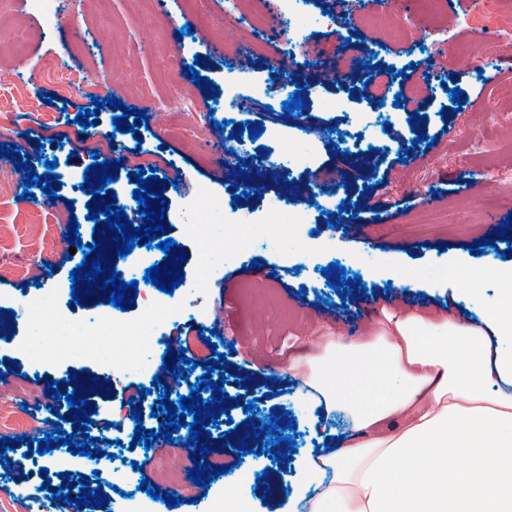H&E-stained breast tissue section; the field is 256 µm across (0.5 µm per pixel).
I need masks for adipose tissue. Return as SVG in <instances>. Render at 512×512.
<instances>
[{"label":"adipose tissue","instance_id":"ef3b65f1","mask_svg":"<svg viewBox=\"0 0 512 512\" xmlns=\"http://www.w3.org/2000/svg\"><path fill=\"white\" fill-rule=\"evenodd\" d=\"M341 448L305 458L309 512H512V313L401 308L290 361Z\"/></svg>","mask_w":512,"mask_h":512}]
</instances>
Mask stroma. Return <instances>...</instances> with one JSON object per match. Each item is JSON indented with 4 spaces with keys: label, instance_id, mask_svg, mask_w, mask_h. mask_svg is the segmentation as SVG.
Here are the masks:
<instances>
[{
    "label": "stroma",
    "instance_id": "stroma-1",
    "mask_svg": "<svg viewBox=\"0 0 512 512\" xmlns=\"http://www.w3.org/2000/svg\"><path fill=\"white\" fill-rule=\"evenodd\" d=\"M221 2L81 0L76 5L56 0L49 30L41 17L29 13L25 0H10L0 10V143L8 148L0 153V163L24 161L36 174L46 175L38 159L39 126L48 117L68 136L74 169L88 164L89 142L76 132L72 118L94 102L77 94L58 96L47 76L46 63L52 60L84 68L124 106L144 113L147 122L135 133L129 130L133 118H126L121 142L140 143L146 151L160 144L164 156L177 159V170L162 167L158 174L172 182L164 192L162 224L167 237L185 249V278L194 275L199 256L187 194L203 184L224 198V211L210 227L213 240L221 244L212 254L217 271L202 294L209 315L223 318L217 330L222 358L200 360L194 373L205 374L210 366L219 374L234 368L261 399L264 414L289 426L291 440L280 444L285 457L279 461L265 447L244 455L214 438V449L226 450L228 461L242 467L238 477L210 482L207 495L220 500L233 492L248 501L250 512H296L305 450L332 445L334 439L316 425L300 382L284 374L288 361L310 352L312 339L328 332L356 340L386 310L409 306L473 320L500 297L494 275L482 282L480 296L464 294L463 273L490 262H512V228L504 226L512 219V181L488 177L495 168L512 170V120L505 118L512 113V100L500 92L512 84V10L502 18L500 36L487 40L484 55L471 65L466 56L472 33L465 19L472 0H436L428 10L421 0H396L394 22L385 27L369 23L381 11L378 0H306L295 26L319 43L322 60L344 62L340 73L326 75L320 60L308 57L304 48L282 49V30L248 27L246 15L262 11L263 0H245L239 14L223 13L219 26L211 15ZM439 33L450 51L429 57L415 49L417 40L428 43ZM255 44L260 52L252 55L249 68H241V47ZM359 55L372 67L396 71L397 89L419 105L417 122L401 109L373 111L355 61ZM192 64L207 78V87L187 77L185 68ZM479 65L487 80H476ZM244 73L264 89L240 120L263 123L259 138L240 134V122H233L193 144L164 142L153 96L162 97L171 110L179 109L183 94L206 103L224 98L229 84ZM285 79L305 100L301 114L286 113L273 93ZM21 81L38 110L14 112L5 106ZM453 89L461 92L459 102L449 96ZM232 133L239 153L253 160L239 177L215 158L218 142ZM291 153L307 155L308 168L289 169ZM334 168L345 175L340 194L349 203L338 225L329 217L333 199L311 194L316 180ZM253 186L259 190L254 197L248 194ZM301 201L309 207L306 224L292 226L287 236L268 232V225L287 223ZM0 208L10 224V240L0 253V322L9 330L7 338H0V373L13 367L25 373L29 361L18 345L37 344L39 335L17 314L19 305L52 300L54 307L67 309L76 327L99 305L92 294L77 304L71 300L70 272L84 255L71 253L68 229L58 217L74 216L84 239L94 243L101 227L88 223L85 206H72L66 192L51 202L37 187L21 198H0ZM34 211L58 241L50 258L52 273L38 287L14 276L19 265L36 260L25 228ZM334 263L352 278L337 291L325 273ZM410 276L421 281V288L403 287ZM79 345L78 336L63 337L59 361L41 372L34 387L42 392L51 381L77 379L90 392V431L95 434L111 422L113 410L134 415L131 381L124 359L107 372L81 357ZM96 375L107 380L109 396L92 392ZM2 449L9 464L0 465V504L17 487L34 484L44 489L45 512H54L52 491L64 483L70 465L28 450L16 438L0 439ZM131 455L162 497L177 493L176 485L163 482V474L185 480L193 466L188 456L150 455L139 445ZM162 497L149 500V512H200L196 504L167 507Z\"/></svg>",
    "mask_w": 512,
    "mask_h": 512
}]
</instances>
